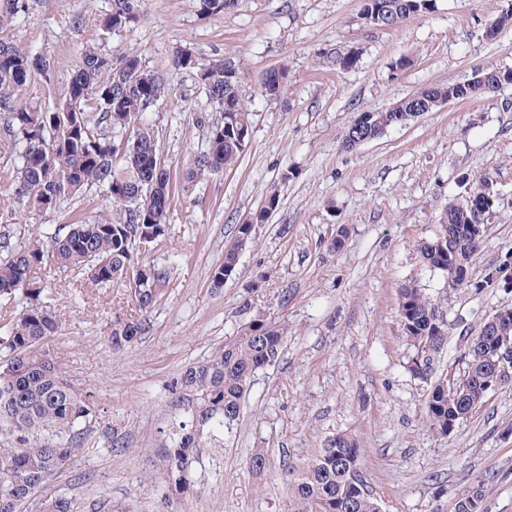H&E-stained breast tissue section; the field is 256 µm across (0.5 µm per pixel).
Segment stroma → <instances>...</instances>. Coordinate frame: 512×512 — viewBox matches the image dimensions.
I'll return each mask as SVG.
<instances>
[{
    "label": "stroma",
    "mask_w": 512,
    "mask_h": 512,
    "mask_svg": "<svg viewBox=\"0 0 512 512\" xmlns=\"http://www.w3.org/2000/svg\"><path fill=\"white\" fill-rule=\"evenodd\" d=\"M0 40L46 58L50 68L16 95L21 102L60 103L86 47L107 57L138 56L167 91L146 112L174 181L200 152L207 124L220 112L195 69L174 64L187 50L238 70L253 120L250 146L224 173L176 191L165 240L136 246L133 258L168 268L146 331L124 350L107 342L128 286L79 287L76 275L43 264L37 275L64 317L56 350L66 371L95 387L102 413L86 453L52 480L76 496L77 512H156L162 429L182 413L173 384L252 320L284 324L278 361L260 370L238 421L222 444L194 465L196 493L170 500V512H285L287 462L303 463L326 440L352 434L362 472L382 512H455L457 498L484 483V512H512V386L483 404L448 435L426 425L429 387L408 370L398 290L414 282L436 299L447 324L437 362L461 373L463 334L503 307L512 288H452L423 261L448 203L471 179L494 183V217L471 258L483 275L512 249V84L452 102L352 149L341 135L358 112L385 109L437 84L471 79L477 70H512V26L488 37L512 0H435L432 10L391 28L366 25L365 0H235L203 15L199 0H139L140 19L104 29L113 0H22ZM355 54L352 67L337 58ZM409 67H400L403 58ZM287 66L280 98L267 97L268 71ZM17 160L0 134V224L45 239L66 225L112 215L105 187L86 188L46 209H20L8 186ZM279 203L255 226L223 287L211 271L236 239L239 224ZM346 225L344 247L328 244ZM112 424L126 452H111L101 432ZM268 454L262 476L247 468L253 449Z\"/></svg>",
    "instance_id": "1"
}]
</instances>
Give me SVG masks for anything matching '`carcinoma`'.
I'll list each match as a JSON object with an SVG mask.
<instances>
[{
	"mask_svg": "<svg viewBox=\"0 0 512 512\" xmlns=\"http://www.w3.org/2000/svg\"><path fill=\"white\" fill-rule=\"evenodd\" d=\"M120 8L105 27L122 29L139 19L138 0H115ZM433 0H365L363 18L373 27H393L404 19L433 9ZM132 64L135 78L123 74ZM178 67L208 68L204 83L211 101L225 100L240 110L227 112L224 124L207 127L205 147L189 162L183 190L198 180L216 175L236 163L251 139V112L242 99L236 69L216 62L199 64L189 52L174 59ZM49 63L16 46L0 42V107L8 111L10 145L19 149L9 187L13 200L37 206L46 199L57 202L89 186L104 185L112 208L122 216L117 223L99 219L71 224L64 234L50 237V247L40 241H21V229L0 225V300L20 306L19 313L0 326V512H23L31 494L38 512H74L67 492L46 493L49 482L66 463L85 452L84 439L97 422L99 402L95 388L74 381L60 363L53 341L62 329V315L43 299L35 270L49 259L61 270H78L96 287L129 284L132 300L142 313L161 297L168 272L151 263H136L132 253L145 230L155 238L168 233V215L175 196L171 169L162 160L155 131L144 112L165 92L161 80L143 68L135 55L113 60L94 47L86 48L71 77L62 104L33 105L14 100V92L33 75L46 73ZM512 83V72L497 70L483 87L468 83L437 85L400 101L395 112L363 111L366 121L351 123L342 145L354 148L386 130L402 126L431 107L440 97L463 101L478 98ZM93 100L96 112L84 103ZM150 199L143 198V191ZM267 211L238 226L236 242L224 251V263L211 273L220 288L233 274L241 251L251 242L250 225L264 221ZM440 230L421 246L427 265L455 276L459 285L490 286L489 274L478 278L471 258L484 243L488 223L459 202L448 204L439 220ZM439 304L409 282L399 289V315L403 337L414 349L413 376L430 386L426 410L428 428L449 433L483 403L490 387L512 380L496 370L502 338L512 339V308L499 309L496 322L483 324L466 340L463 374L448 389V376L434 375V357L446 335L437 330ZM146 329L144 320L116 318L108 342L121 350L137 342ZM288 328L263 319L251 322L240 335L224 343L210 358L186 368L174 387L182 395L184 415L169 424L158 449L165 481L181 496L195 489L192 465L201 444L217 447L219 435L240 416L241 402L255 373L280 357ZM109 448L126 450L124 437L112 425L103 426ZM269 466L260 448L253 450L248 468L255 474ZM288 512H382L366 490L361 469V448L348 433L332 436L304 465L288 464ZM484 499V483L476 481L457 499L455 512H469L467 504Z\"/></svg>",
	"mask_w": 512,
	"mask_h": 512,
	"instance_id": "obj_1",
	"label": "carcinoma"
}]
</instances>
